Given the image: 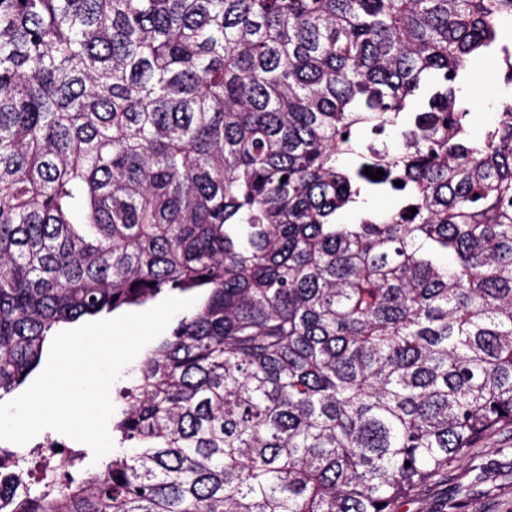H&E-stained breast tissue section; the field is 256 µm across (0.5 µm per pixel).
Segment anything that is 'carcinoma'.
Here are the masks:
<instances>
[{
  "mask_svg": "<svg viewBox=\"0 0 512 512\" xmlns=\"http://www.w3.org/2000/svg\"><path fill=\"white\" fill-rule=\"evenodd\" d=\"M169 293L0 512H399L512 430V0H0V400ZM476 82L478 86L477 100H480L477 111L495 112L493 106L494 96L500 91L501 82L496 71L486 65L475 66ZM189 309V308H188ZM186 309V310H188ZM186 310H183L179 313H177L173 319L171 320V322L169 323L168 327L166 328V330L160 334L158 337H156L154 340H152L150 343H148L140 352L139 354L136 356V358L130 363L128 364L121 372V375L120 377L118 378V380L113 384L112 388H111V392H110V395H111V400L113 402V405H114V413H116L119 408H120V404L116 402V394H115V391L117 388L121 387L128 379L129 377L132 375L134 369L139 365L144 353L146 352V350L152 346L158 339H160L161 337L165 336L168 334L169 330L171 329L172 325L174 324V322L176 321V319L179 317L180 313H183L184 311Z\"/></svg>",
  "mask_w": 512,
  "mask_h": 512,
  "instance_id": "carcinoma-1",
  "label": "carcinoma"
}]
</instances>
